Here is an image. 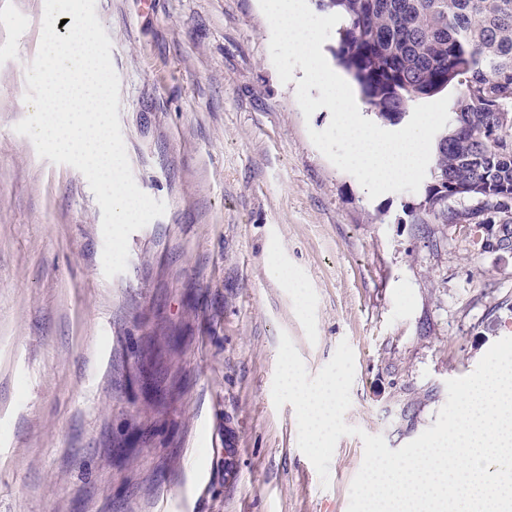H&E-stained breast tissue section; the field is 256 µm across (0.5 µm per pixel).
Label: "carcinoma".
Wrapping results in <instances>:
<instances>
[{"label":"carcinoma","mask_w":512,"mask_h":512,"mask_svg":"<svg viewBox=\"0 0 512 512\" xmlns=\"http://www.w3.org/2000/svg\"><path fill=\"white\" fill-rule=\"evenodd\" d=\"M343 23L332 53L365 104L394 123L413 104L458 87L431 176L448 200L482 186L477 205L444 204L448 224H482V197L512 194V0H319Z\"/></svg>","instance_id":"carcinoma-1"}]
</instances>
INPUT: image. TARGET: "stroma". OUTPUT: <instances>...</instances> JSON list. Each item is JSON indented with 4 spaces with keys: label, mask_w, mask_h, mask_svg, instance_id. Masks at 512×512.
Segmentation results:
<instances>
[{
    "label": "stroma",
    "mask_w": 512,
    "mask_h": 512,
    "mask_svg": "<svg viewBox=\"0 0 512 512\" xmlns=\"http://www.w3.org/2000/svg\"><path fill=\"white\" fill-rule=\"evenodd\" d=\"M44 0H0V512H348L361 439L320 478L271 387L355 353L347 424L390 449L512 337V254L369 198L311 142L259 0H96L137 186L166 212L105 277L102 210L15 125ZM285 270L283 284L275 269Z\"/></svg>",
    "instance_id": "stroma-1"
}]
</instances>
